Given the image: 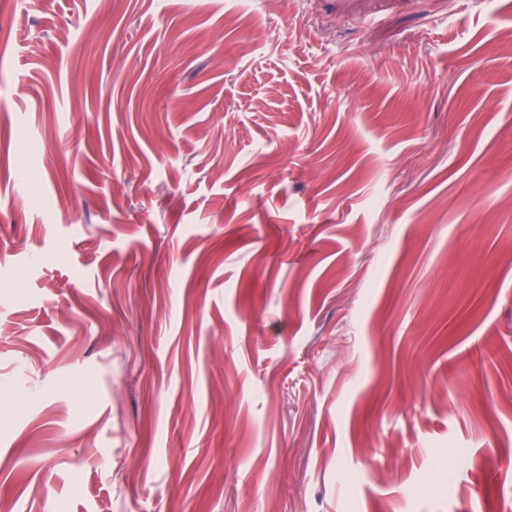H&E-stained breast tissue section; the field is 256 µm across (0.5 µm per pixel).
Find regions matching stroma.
<instances>
[{
    "mask_svg": "<svg viewBox=\"0 0 512 512\" xmlns=\"http://www.w3.org/2000/svg\"><path fill=\"white\" fill-rule=\"evenodd\" d=\"M491 447L512 0H0L1 505L512 512Z\"/></svg>",
    "mask_w": 512,
    "mask_h": 512,
    "instance_id": "35a3bbf8",
    "label": "stroma"
}]
</instances>
